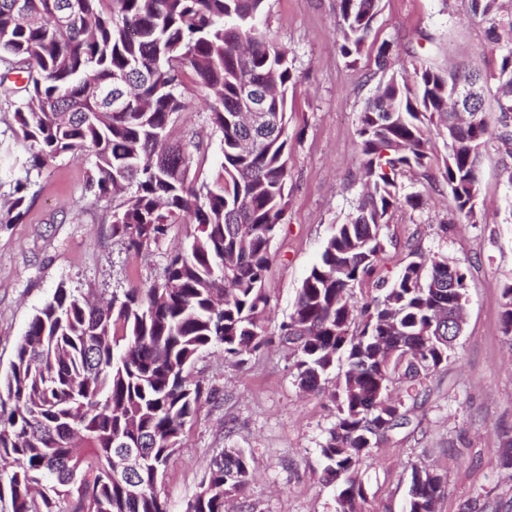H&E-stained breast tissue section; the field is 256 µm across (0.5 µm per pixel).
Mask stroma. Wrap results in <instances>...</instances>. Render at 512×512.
I'll return each mask as SVG.
<instances>
[{
  "mask_svg": "<svg viewBox=\"0 0 512 512\" xmlns=\"http://www.w3.org/2000/svg\"><path fill=\"white\" fill-rule=\"evenodd\" d=\"M265 4L269 30L287 49L297 78L288 99V207L264 282L273 336L327 240L365 192L356 130L382 77L377 46L396 44L395 72L416 56L444 69L490 74L498 53L484 24L470 15L468 0H382L364 50L352 59L338 48L335 0ZM483 118L490 135L482 149L479 223L450 222L445 183L418 170L397 179L401 195H420L422 204L393 211L379 276L394 279L413 246L445 254L467 272V316L447 364L425 380L418 398L396 386L408 423L359 464L362 512H405L416 466L435 470L446 483L436 512H512V468L500 464L512 443V335L502 330L504 288L512 283V180L506 174L512 158L494 137L500 118L494 98H486ZM15 128L13 110L0 109V214L28 157ZM175 135L193 152L192 178L209 180L221 161L220 135L196 99H189ZM88 168V161L70 156L51 162L31 185L25 218L0 224V373L58 284L91 299L149 287L161 279L168 252L192 237L193 225L174 224L159 244L126 251L113 238L102 204L83 190ZM292 361L278 344L242 362L225 357L219 345L199 355L191 379L212 396L201 399L185 423L183 443L159 487L171 512H183L211 458L227 448L243 449L251 465L249 483L228 512H336L320 455L336 405L330 392L300 389Z\"/></svg>",
  "mask_w": 512,
  "mask_h": 512,
  "instance_id": "1",
  "label": "stroma"
}]
</instances>
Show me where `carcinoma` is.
<instances>
[{
  "instance_id": "obj_1",
  "label": "carcinoma",
  "mask_w": 512,
  "mask_h": 512,
  "mask_svg": "<svg viewBox=\"0 0 512 512\" xmlns=\"http://www.w3.org/2000/svg\"><path fill=\"white\" fill-rule=\"evenodd\" d=\"M0 0V97L27 143L24 175L11 184L6 223L28 212L31 177L67 154L90 160L86 190L112 211V237L138 253L171 224H193L191 243L166 258L148 288L112 294L99 307L61 283L38 308L0 375V503L7 512H170L158 486L181 444L186 420L203 396L188 370L203 350L232 357L270 342L263 324L270 243L288 204V93L295 76L287 53L262 22L265 0ZM380 0H336L343 56H357ZM499 49L498 68L475 79L478 104L492 95L501 112L495 138L512 156V12L496 0H470ZM393 74L360 113V156L369 191L336 226L303 280L278 339L295 355L305 391L338 370L336 422L320 454L326 481L340 480L336 512H360L365 489L355 472L363 456L402 425L400 381L418 386L448 361L454 343L439 317L465 302L466 273L448 257L418 249L391 281L374 278L385 253L384 228L399 204L398 174L425 169L432 137L444 140L438 174L453 212L475 223L479 165L487 135L482 109L462 114L451 101L452 73L416 58ZM27 82L11 88V73ZM201 91L204 112L221 135L215 177L189 178L192 153L171 137L185 110V82ZM117 75L138 90L123 110ZM267 87L279 109L258 127L240 117L239 89ZM374 280L362 305L355 289ZM502 328L512 334V285ZM137 437L144 455L140 493L112 472L115 454ZM250 462L241 448L211 460L184 512H225L240 495ZM443 477L413 468L405 512H435Z\"/></svg>"
}]
</instances>
